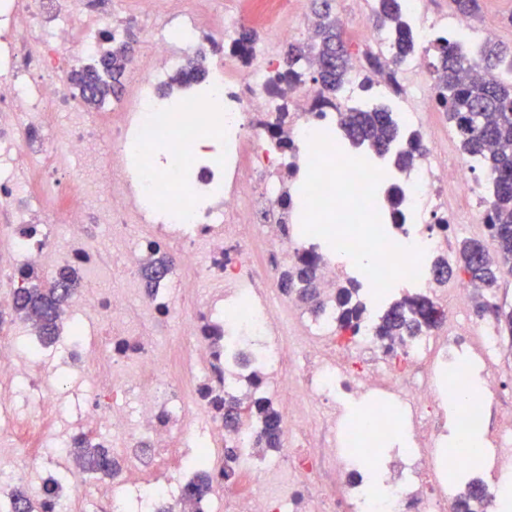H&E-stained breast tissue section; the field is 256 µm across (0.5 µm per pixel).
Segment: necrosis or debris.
<instances>
[{"label":"necrosis or debris","mask_w":512,"mask_h":512,"mask_svg":"<svg viewBox=\"0 0 512 512\" xmlns=\"http://www.w3.org/2000/svg\"><path fill=\"white\" fill-rule=\"evenodd\" d=\"M417 46L395 62L392 38L369 31L373 52L395 62L402 89L391 93L352 65L339 97L325 99L311 81L273 84L275 58L294 38L254 45L248 57L224 51L202 21L180 10L172 32L157 33L150 55L136 66L133 103L104 114L90 108L71 86L75 52L92 53L97 33L116 29L108 0H0V272L13 281L39 276L49 266L83 270L85 287L61 310L72 327L70 358L87 369L96 386L84 411L67 428L53 431L60 413L57 383L45 360L19 374L9 354L0 355V436L27 448L55 434L68 444L81 434L106 431L118 448L111 480L88 492L41 496L39 512H87L89 499L121 512L138 493L144 512L179 499L194 476L182 465L178 481L167 459L206 455L214 477L210 494L194 512H296L299 494L308 512H447L454 488L449 471L467 467L448 449V428L489 433L481 454L497 468L512 467V409L494 367L500 344L494 329L468 313V282L453 292L431 276L435 257L448 252L442 224L484 223V180L464 157L449 158L430 128L436 106L435 74L428 68L433 38L465 35L472 58L489 32L465 17L432 12L426 0H403ZM205 65L209 94L188 96L181 111L159 105L157 90L187 61ZM386 105L400 127L424 132L423 152L394 173L352 154L336 153L317 132L335 126L347 108ZM65 123H55L57 114ZM114 141L103 150L99 132ZM290 141L282 152L278 139ZM301 206H282L292 186ZM402 192L401 223H386L385 187ZM368 196L383 220L389 246L374 251L370 272L358 258L359 196ZM65 213L64 235L46 223L50 208ZM310 223L290 235L297 211ZM338 220L340 229L330 228ZM178 249L181 265L152 294L138 288L104 287L112 258L135 274L156 248ZM310 251L320 259L325 285L353 280L366 310L357 333L339 340L333 308L306 315L295 296L275 288L276 268L257 253L296 261ZM222 279L224 291L198 301L187 320L194 348L173 377L153 339L143 331L150 317L174 310L173 298L193 296L196 284ZM398 288L420 290L446 314L443 336H419L391 361L374 332L379 310ZM93 310L107 326L106 339L79 332L78 317ZM136 368L134 408L118 374ZM248 368L267 378L259 395L279 405L287 446L255 461L254 428L241 424L236 467L240 491L224 492V422L212 397H245L238 378ZM38 391L36 422L11 407L19 379Z\"/></svg>","instance_id":"4bbe7bcc"}]
</instances>
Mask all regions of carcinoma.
I'll use <instances>...</instances> for the list:
<instances>
[{
    "label": "carcinoma",
    "instance_id": "1",
    "mask_svg": "<svg viewBox=\"0 0 512 512\" xmlns=\"http://www.w3.org/2000/svg\"><path fill=\"white\" fill-rule=\"evenodd\" d=\"M319 23L315 37L306 46L291 44L284 58V73L280 78L297 84L306 76L311 63L312 80L324 94L336 95L345 84L348 73V49L334 56L336 43L343 42L339 22L332 15L329 0H322L321 10L316 13ZM379 26L386 28L395 40V60L400 61L414 52L413 41L407 22L403 19L399 0H379L376 11ZM106 41L112 46L103 51L93 63L75 70L72 82L82 90L93 91L90 102L98 104L118 93L121 78L131 63L133 55L129 44L109 34ZM434 71L439 76L436 101L453 121L457 137L464 152L479 168L489 173L492 200L487 213V227L496 242L495 255L482 254L483 245L473 239L462 241L455 266L438 257L432 262L434 279L441 283L451 276L468 279L484 291L475 305V313L482 317L494 316L497 332L512 336V309H506L493 301L492 290L503 267L512 269V52L500 43L493 42L481 48L479 56L485 66L495 70L498 76L478 81L469 75L470 65L461 54L455 38L438 37L430 49ZM340 127L345 137L355 145H368L383 155L398 140L400 129L392 113L384 106L370 111L344 113ZM172 257L155 252L142 269L147 291L172 269ZM75 272L60 269L44 288L39 278H25L22 286L12 296V310L29 321L37 329L44 343L54 341L57 332L59 309L76 289ZM281 288L296 293L300 300L317 314L324 308L320 299L321 280L318 258L312 253L300 255L293 266L283 271ZM336 309V329L340 334H354L364 314L357 289L352 284L336 283L331 300ZM444 317L443 311L424 294L404 296L390 302L379 316L376 336L382 341L403 343L436 328ZM224 413L237 412V422L224 427L234 429L248 415L256 429L254 447L274 449L281 445V419L272 401L255 395L244 401L224 396ZM74 454L83 470L112 473V455L104 446L83 435L73 442ZM210 491V479L206 472L188 483L181 495L186 503L205 497ZM487 502L485 485L469 482L465 491L453 502L455 512H484Z\"/></svg>",
    "mask_w": 512,
    "mask_h": 512
}]
</instances>
